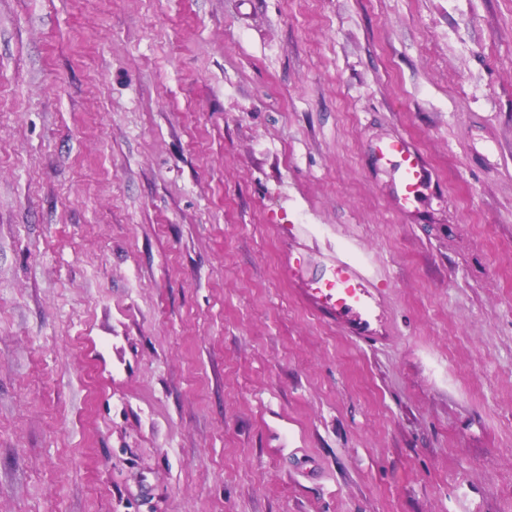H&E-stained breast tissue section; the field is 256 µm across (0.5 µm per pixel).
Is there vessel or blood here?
Here are the masks:
<instances>
[{
	"label": "vessel or blood",
	"instance_id": "obj_1",
	"mask_svg": "<svg viewBox=\"0 0 512 512\" xmlns=\"http://www.w3.org/2000/svg\"><path fill=\"white\" fill-rule=\"evenodd\" d=\"M373 155L377 163L392 165L397 176L394 206L398 211H408L428 182L424 157L401 137L379 140ZM372 298L360 267L345 260L337 261L332 279L316 287L314 293L318 310L326 316L340 318L358 313L360 319L354 326V333L366 343L375 339L369 318Z\"/></svg>",
	"mask_w": 512,
	"mask_h": 512
}]
</instances>
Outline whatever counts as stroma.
Instances as JSON below:
<instances>
[{"label": "stroma", "instance_id": "obj_1", "mask_svg": "<svg viewBox=\"0 0 512 512\" xmlns=\"http://www.w3.org/2000/svg\"><path fill=\"white\" fill-rule=\"evenodd\" d=\"M0 512H512V0H0ZM373 155L377 163L394 166L397 175L394 206L400 212L409 211L428 182L424 157L402 137L379 140L373 147ZM366 284L367 279L358 265L337 260L332 279L316 287L313 297L318 310L326 316L338 319L353 312L360 314L354 326L355 337L370 343L378 336H374L370 328L373 293Z\"/></svg>", "mask_w": 512, "mask_h": 512}]
</instances>
